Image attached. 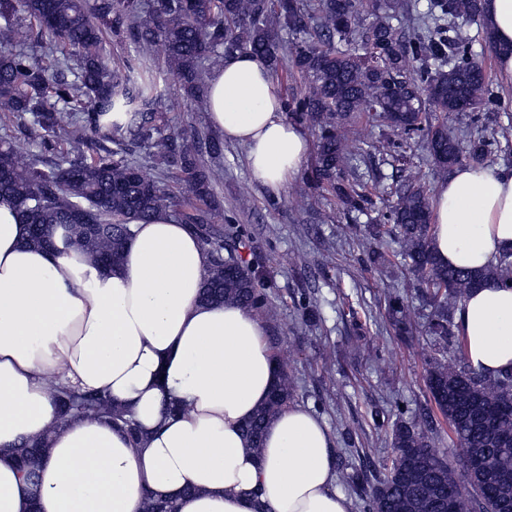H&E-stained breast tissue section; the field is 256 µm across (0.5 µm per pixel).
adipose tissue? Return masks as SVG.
Instances as JSON below:
<instances>
[{
    "instance_id": "ef3b65f1",
    "label": "adipose tissue",
    "mask_w": 512,
    "mask_h": 512,
    "mask_svg": "<svg viewBox=\"0 0 512 512\" xmlns=\"http://www.w3.org/2000/svg\"><path fill=\"white\" fill-rule=\"evenodd\" d=\"M512 82V0H485ZM211 126L243 145L253 180L279 194L310 153L283 116L270 69L225 57L208 79ZM432 241L449 265L480 271L512 253V169L455 166L432 198ZM122 263L94 264L55 233V252L27 245L28 227L0 198V512H351L334 488L332 436L300 405L269 423L260 450L243 424L266 401L278 362L260 317L202 304L207 256L169 216L136 222ZM468 364L488 377L512 370V285L485 279L460 305ZM59 378L107 391L144 433L133 446L104 420L56 427L48 389ZM181 412L166 415L169 403ZM48 435L31 498L9 450Z\"/></svg>"
}]
</instances>
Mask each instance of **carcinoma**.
Listing matches in <instances>:
<instances>
[{"instance_id": "cac0c4a2", "label": "carcinoma", "mask_w": 512, "mask_h": 512, "mask_svg": "<svg viewBox=\"0 0 512 512\" xmlns=\"http://www.w3.org/2000/svg\"><path fill=\"white\" fill-rule=\"evenodd\" d=\"M481 13L482 0H429L423 12L406 0H0V112L15 114L44 153L39 160L29 143L1 135L0 197L11 198L30 225L28 244L51 245L59 226L70 247L110 267L122 261L131 221L172 216L205 246L202 299L267 313L259 275L239 254L238 227L205 208L216 173L200 164L198 142L161 132L162 90L149 66L155 49L163 51L166 76L200 110L209 106L202 60L249 53L277 77L282 52H289L305 87L282 101L283 110L316 136L307 184L353 212L372 200L362 191L357 157L342 130L364 120L400 136L375 146L382 161L396 167L410 161L404 142L416 136L424 138L429 160L442 173L461 162L464 140L476 162L509 150L479 125V113L500 100L486 69L476 66L475 39L465 28ZM398 18L412 25L406 43L393 25ZM108 35L130 38L136 54L109 63ZM453 112L467 115L469 123L448 129ZM69 128L93 141L92 154L78 162L58 150ZM135 147L147 148L155 167L179 174L180 196L163 192L129 159ZM394 194L396 204L368 228L374 262L391 263L384 245L397 244L395 256L434 309L428 336L462 355L454 311L481 280H512V258L478 273L441 263L432 247L429 188L402 183ZM389 312L396 330L404 331L407 308L397 293L389 298ZM427 387L462 453L481 456L487 470L472 481L461 478L432 450L424 428L400 424L391 433L398 456L372 492L367 512H445L450 493L453 512H512V480L499 478L500 471L512 470V446L499 442L512 432V372L491 378L467 363L432 357ZM50 390L57 426L113 421L134 446L141 443L131 412L109 394L62 381L50 383ZM292 398L284 368L268 400L243 426L252 449L261 448L266 426ZM10 453L31 482L45 439L24 440Z\"/></svg>"}]
</instances>
